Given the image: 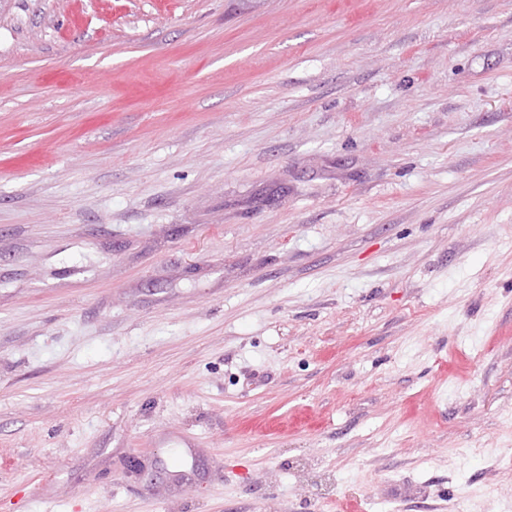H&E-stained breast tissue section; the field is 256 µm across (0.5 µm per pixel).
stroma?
Masks as SVG:
<instances>
[{"mask_svg":"<svg viewBox=\"0 0 512 512\" xmlns=\"http://www.w3.org/2000/svg\"><path fill=\"white\" fill-rule=\"evenodd\" d=\"M0 512H512V0H0Z\"/></svg>","mask_w":512,"mask_h":512,"instance_id":"35a3bbf8","label":"stroma"}]
</instances>
